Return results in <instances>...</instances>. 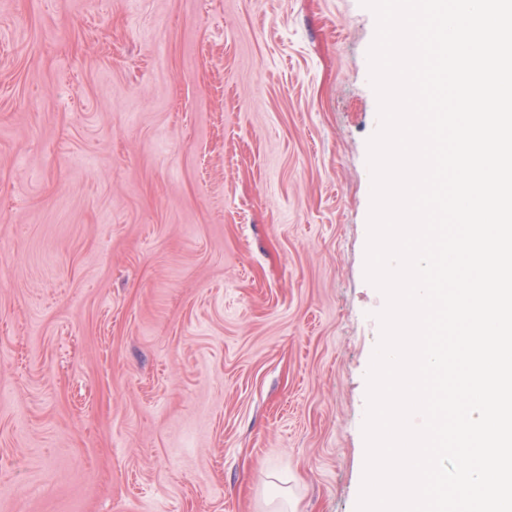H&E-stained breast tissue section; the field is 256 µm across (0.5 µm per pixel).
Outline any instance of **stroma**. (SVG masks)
<instances>
[{
    "mask_svg": "<svg viewBox=\"0 0 512 512\" xmlns=\"http://www.w3.org/2000/svg\"><path fill=\"white\" fill-rule=\"evenodd\" d=\"M375 32L0 0V512H356Z\"/></svg>",
    "mask_w": 512,
    "mask_h": 512,
    "instance_id": "35a3bbf8",
    "label": "stroma"
}]
</instances>
